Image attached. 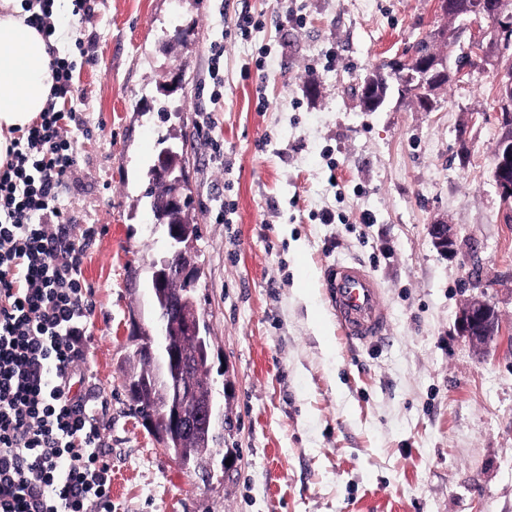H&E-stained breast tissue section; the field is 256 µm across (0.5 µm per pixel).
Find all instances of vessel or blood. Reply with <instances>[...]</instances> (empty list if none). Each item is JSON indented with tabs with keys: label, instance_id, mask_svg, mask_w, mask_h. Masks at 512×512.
Wrapping results in <instances>:
<instances>
[{
	"label": "vessel or blood",
	"instance_id": "1",
	"mask_svg": "<svg viewBox=\"0 0 512 512\" xmlns=\"http://www.w3.org/2000/svg\"><path fill=\"white\" fill-rule=\"evenodd\" d=\"M323 283L342 336L362 345L383 341L388 314L382 291L364 266L336 263L325 269Z\"/></svg>",
	"mask_w": 512,
	"mask_h": 512
}]
</instances>
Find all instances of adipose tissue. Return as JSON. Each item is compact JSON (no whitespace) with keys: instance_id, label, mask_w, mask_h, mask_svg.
Listing matches in <instances>:
<instances>
[{"instance_id":"1","label":"adipose tissue","mask_w":512,"mask_h":512,"mask_svg":"<svg viewBox=\"0 0 512 512\" xmlns=\"http://www.w3.org/2000/svg\"><path fill=\"white\" fill-rule=\"evenodd\" d=\"M25 18L22 0H0V161L13 131L43 112L54 84L46 40Z\"/></svg>"}]
</instances>
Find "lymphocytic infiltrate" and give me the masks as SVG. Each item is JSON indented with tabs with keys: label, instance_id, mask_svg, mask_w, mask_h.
Returning <instances> with one entry per match:
<instances>
[{
	"label": "lymphocytic infiltrate",
	"instance_id": "1",
	"mask_svg": "<svg viewBox=\"0 0 512 512\" xmlns=\"http://www.w3.org/2000/svg\"><path fill=\"white\" fill-rule=\"evenodd\" d=\"M52 66L51 101L0 167V512H112L100 427L74 388L92 303L84 245L60 224L73 65Z\"/></svg>",
	"mask_w": 512,
	"mask_h": 512
}]
</instances>
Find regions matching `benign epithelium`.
<instances>
[{
  "instance_id": "1",
  "label": "benign epithelium",
  "mask_w": 512,
  "mask_h": 512,
  "mask_svg": "<svg viewBox=\"0 0 512 512\" xmlns=\"http://www.w3.org/2000/svg\"><path fill=\"white\" fill-rule=\"evenodd\" d=\"M453 9L448 0H438V10L445 19L428 33L437 41L454 44L465 33H470V43L482 61L490 60L487 45L491 42L504 54L512 46V6L509 0H467L462 16L478 21L484 19L493 24L489 29L474 30L466 22L457 26L446 23L448 11ZM453 78L448 60L441 56H417L411 51L389 60L385 67L368 73L358 83L363 94L364 108L377 110L385 102L390 90L397 88L399 97L409 100L429 112L436 106V95ZM498 112L504 123L512 125V72L500 70L497 85ZM153 180L171 187L166 197L169 209L184 207L186 198L182 191L185 172H175L168 155L163 153L153 169ZM493 179L504 206L512 209V134L503 137L498 146V158L494 162ZM156 225L166 229L170 242L167 255L161 260L154 274V288L161 299L156 313L155 336L151 341L136 336L135 352L147 356L155 365L151 377L143 381L126 382L128 392L138 393L143 385L154 386L168 394L162 420L147 417L143 422L166 451L173 450L177 436L187 439L214 436L217 419L216 402L212 392L194 395L193 387L185 379L209 359L204 326L199 315L190 314L184 308L181 296L169 292V285L176 281L188 288L195 285L198 265L193 250V239L177 226H169L164 219ZM434 244L443 252L454 250L456 239L451 225L437 222L430 225ZM177 329L182 336L197 339L199 351L190 353L178 343L169 340L166 330ZM460 331L475 346H483L500 333V324L494 308L480 297L471 298L460 314Z\"/></svg>"
}]
</instances>
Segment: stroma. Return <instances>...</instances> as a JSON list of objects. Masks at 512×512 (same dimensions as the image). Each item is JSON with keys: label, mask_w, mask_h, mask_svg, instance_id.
Masks as SVG:
<instances>
[{"label": "stroma", "mask_w": 512, "mask_h": 512, "mask_svg": "<svg viewBox=\"0 0 512 512\" xmlns=\"http://www.w3.org/2000/svg\"><path fill=\"white\" fill-rule=\"evenodd\" d=\"M93 6L77 25L58 15L50 43L74 61L80 98L61 196L67 224L88 236L83 388L109 454L112 512H512V342L478 350L459 330L477 296L512 330L495 68H469L433 111L393 93L368 112L360 79L441 24L436 0ZM244 8L260 26L223 42L216 113L209 46ZM178 25L190 39L170 41ZM176 74L181 89L162 97ZM162 100L173 110L164 124ZM165 135L186 159L193 295L224 412L222 459L206 474L160 447L124 382L131 318L153 325L151 266L167 250L142 198ZM327 210L334 223H322ZM438 220L452 225L454 252L435 246ZM339 261L378 282L383 342L338 334L323 272Z\"/></svg>", "instance_id": "obj_1"}]
</instances>
